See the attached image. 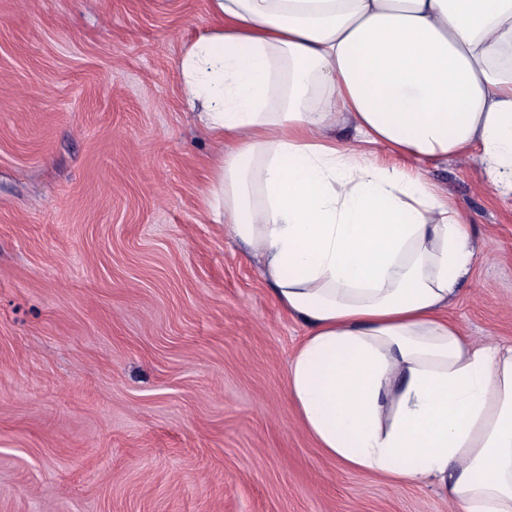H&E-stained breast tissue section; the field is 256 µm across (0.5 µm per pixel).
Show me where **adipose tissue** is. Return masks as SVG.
<instances>
[{"instance_id": "1", "label": "adipose tissue", "mask_w": 512, "mask_h": 512, "mask_svg": "<svg viewBox=\"0 0 512 512\" xmlns=\"http://www.w3.org/2000/svg\"><path fill=\"white\" fill-rule=\"evenodd\" d=\"M182 93L230 142L203 201L306 328L286 388L343 467L512 512V345L445 314L475 257L420 173L479 155L512 188V0H208ZM353 127L355 142L337 129Z\"/></svg>"}]
</instances>
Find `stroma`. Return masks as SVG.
Instances as JSON below:
<instances>
[{
	"label": "stroma",
	"mask_w": 512,
	"mask_h": 512,
	"mask_svg": "<svg viewBox=\"0 0 512 512\" xmlns=\"http://www.w3.org/2000/svg\"><path fill=\"white\" fill-rule=\"evenodd\" d=\"M207 0H0V512H455L343 468L285 378L305 327L207 223L221 147L178 60ZM475 260L448 317L512 344V192L422 163Z\"/></svg>",
	"instance_id": "stroma-1"
}]
</instances>
